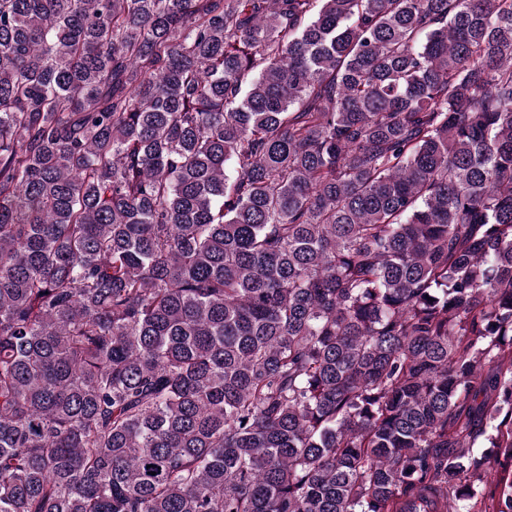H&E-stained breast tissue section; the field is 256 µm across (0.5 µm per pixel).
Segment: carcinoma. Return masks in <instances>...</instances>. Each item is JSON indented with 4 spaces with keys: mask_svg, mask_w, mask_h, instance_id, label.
<instances>
[{
    "mask_svg": "<svg viewBox=\"0 0 512 512\" xmlns=\"http://www.w3.org/2000/svg\"><path fill=\"white\" fill-rule=\"evenodd\" d=\"M450 502L512 512V0H0V512Z\"/></svg>",
    "mask_w": 512,
    "mask_h": 512,
    "instance_id": "obj_1",
    "label": "carcinoma"
}]
</instances>
